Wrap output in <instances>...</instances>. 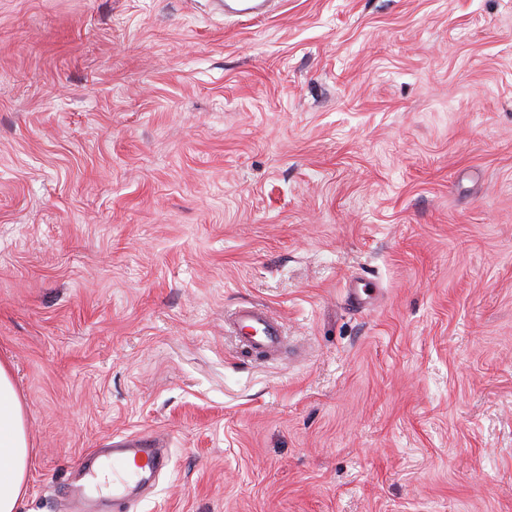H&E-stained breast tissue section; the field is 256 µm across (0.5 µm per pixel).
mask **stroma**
Here are the masks:
<instances>
[{"label": "stroma", "instance_id": "obj_1", "mask_svg": "<svg viewBox=\"0 0 512 512\" xmlns=\"http://www.w3.org/2000/svg\"><path fill=\"white\" fill-rule=\"evenodd\" d=\"M0 361L21 512H512V0H0ZM271 0H227L224 2V16H263ZM231 331L243 345L258 354H271L281 346L283 325L267 312L254 306H244L233 313ZM29 448L11 369L0 362V512H18L26 492ZM164 446L160 437H120L112 440L113 498L124 487L128 490L132 485L135 488L143 486L152 474L166 468L168 454Z\"/></svg>", "mask_w": 512, "mask_h": 512}]
</instances>
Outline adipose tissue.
I'll use <instances>...</instances> for the list:
<instances>
[{
  "label": "adipose tissue",
  "mask_w": 512,
  "mask_h": 512,
  "mask_svg": "<svg viewBox=\"0 0 512 512\" xmlns=\"http://www.w3.org/2000/svg\"><path fill=\"white\" fill-rule=\"evenodd\" d=\"M29 448L10 367L0 362V512H18L26 492Z\"/></svg>",
  "instance_id": "ef3b65f1"
}]
</instances>
